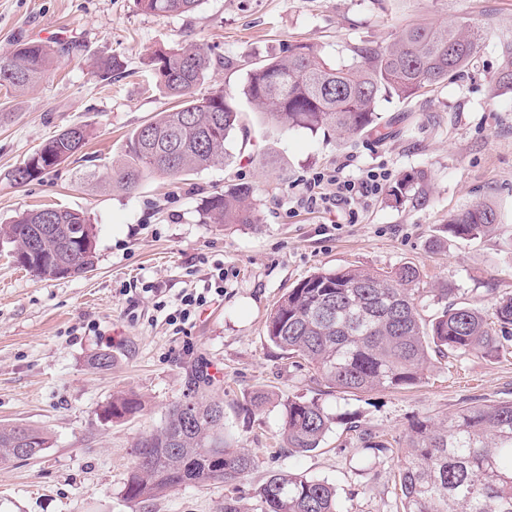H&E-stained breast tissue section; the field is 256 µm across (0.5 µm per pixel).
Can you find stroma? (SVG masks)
I'll use <instances>...</instances> for the list:
<instances>
[{
    "instance_id": "35a3bbf8",
    "label": "stroma",
    "mask_w": 512,
    "mask_h": 512,
    "mask_svg": "<svg viewBox=\"0 0 512 512\" xmlns=\"http://www.w3.org/2000/svg\"><path fill=\"white\" fill-rule=\"evenodd\" d=\"M420 18L475 25L481 49L448 82L407 101H381L387 138L288 130L243 94L247 71L288 45L312 44L331 62L351 63L355 48L385 46ZM505 38L512 39V0H202L177 16L145 13L136 0H0V54L26 41L73 48L34 89H0V224L52 204L84 213L96 234L93 269L67 278L34 277L0 246V423L40 427L51 438L41 455L0 466V512H220V482L142 503L123 492L135 441L162 424L202 369L224 388L228 435L259 462L239 487L247 507L257 503L262 475L293 471L332 484L342 512H399L394 475L410 424L473 402L512 401V341L496 356L435 360L403 389L339 392L272 346L266 322L281 296L320 268L414 264L427 321L440 310L434 288H451L453 301L487 313L512 294V92L495 85ZM190 43L211 49L197 96L223 89L242 114L245 130L229 144V163L180 179L149 177L131 192L104 186L128 133L174 105L147 56ZM112 56L123 69L107 85L91 64ZM74 124L92 131L81 157L22 187L5 179ZM345 161L353 174L385 170L392 184L425 171L428 191L399 204L379 194L331 211L299 201L305 177ZM237 184L253 187L257 223H205L207 197ZM483 201L496 204L501 224L475 240L451 236L449 216ZM218 264L223 297L175 333L166 316L178 296L203 288ZM103 350L113 356L111 369L92 368ZM261 389L271 404L246 412ZM131 391L142 410L101 422L99 407ZM294 398L317 400L332 423L320 448L291 455L281 433L284 405ZM368 435L389 441V450L365 453Z\"/></svg>"
}]
</instances>
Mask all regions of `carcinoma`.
Listing matches in <instances>:
<instances>
[{
  "label": "carcinoma",
  "instance_id": "1",
  "mask_svg": "<svg viewBox=\"0 0 512 512\" xmlns=\"http://www.w3.org/2000/svg\"><path fill=\"white\" fill-rule=\"evenodd\" d=\"M201 0H138L159 16L194 12ZM480 34L465 21L415 23L388 44L359 47V60L331 64L311 45L252 68L244 95L255 110L287 129L340 133L380 132L381 99H409L468 67L478 54ZM64 47L24 42L0 55V87L25 90L38 84ZM158 87L178 106L134 129L123 162L109 182L131 191L148 176L179 178L230 160L228 142L241 126V113L217 89L202 99L195 89L211 66L204 47L172 48L150 57ZM101 81L122 69L115 58L97 61ZM498 87L512 90V42L500 46ZM86 125H73L45 140L29 160L40 180L80 152ZM418 172L387 189L399 203L424 191ZM253 190L240 184L211 194L204 208L208 224H253ZM501 223L490 203L480 202L449 217L448 233L462 239L487 234ZM0 244L34 276L53 277L52 268L94 266L96 242L86 215L53 205L18 213L0 225ZM419 269L405 263L382 274L364 268L320 270L288 290L266 324L269 342L289 358L307 363L331 388L364 392L416 384L434 357L448 353L492 355L512 338L495 327L512 325V295L487 319L482 310L448 302L449 288L434 294L444 306L423 323L418 300ZM214 379L198 375L194 389L168 409L160 427L134 444L124 484L131 501H148L182 486L224 483V512H246L238 486L258 468L256 455L232 445L224 428V397L211 392ZM133 393L117 395L100 411L112 421L136 414ZM331 418L318 401L285 404L283 447L308 453L320 447ZM50 447L40 428L0 424V466L28 460ZM401 512H512V401L466 407L440 422L411 424L404 460L396 475ZM260 512H341L335 487L290 471H272L256 489Z\"/></svg>",
  "mask_w": 512,
  "mask_h": 512
}]
</instances>
